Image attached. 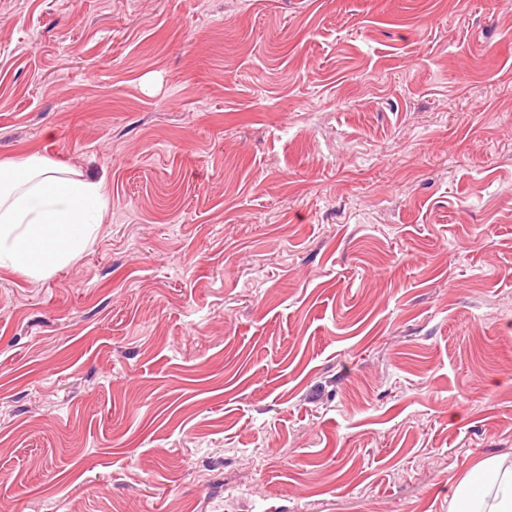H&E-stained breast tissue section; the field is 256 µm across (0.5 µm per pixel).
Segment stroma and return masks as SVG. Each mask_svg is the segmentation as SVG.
<instances>
[{"label": "stroma", "instance_id": "1", "mask_svg": "<svg viewBox=\"0 0 512 512\" xmlns=\"http://www.w3.org/2000/svg\"><path fill=\"white\" fill-rule=\"evenodd\" d=\"M103 183L0 268V512H448L512 460V0H0V160Z\"/></svg>", "mask_w": 512, "mask_h": 512}]
</instances>
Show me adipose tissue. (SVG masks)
<instances>
[{
	"mask_svg": "<svg viewBox=\"0 0 512 512\" xmlns=\"http://www.w3.org/2000/svg\"><path fill=\"white\" fill-rule=\"evenodd\" d=\"M104 212L102 184L36 154L0 161V267L41 279L75 263ZM448 512H512V464L496 458L476 464Z\"/></svg>",
	"mask_w": 512,
	"mask_h": 512,
	"instance_id": "1",
	"label": "adipose tissue"
}]
</instances>
